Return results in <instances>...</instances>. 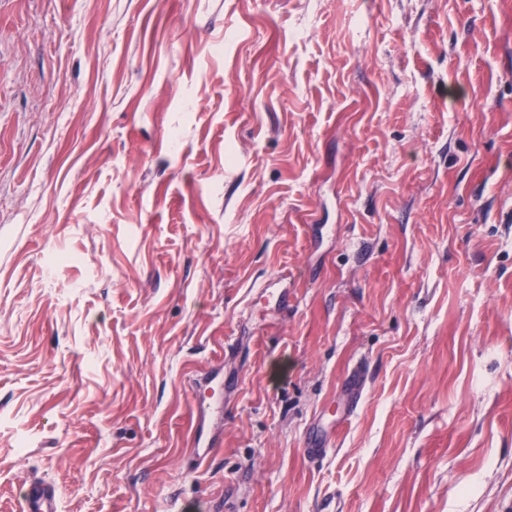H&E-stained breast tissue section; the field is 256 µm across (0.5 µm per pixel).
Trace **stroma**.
I'll return each instance as SVG.
<instances>
[{
	"label": "stroma",
	"instance_id": "35a3bbf8",
	"mask_svg": "<svg viewBox=\"0 0 512 512\" xmlns=\"http://www.w3.org/2000/svg\"><path fill=\"white\" fill-rule=\"evenodd\" d=\"M35 481L512 512V0H0V512ZM343 392L347 400L346 419H348L354 414L363 396L364 378L361 370L356 369L346 376Z\"/></svg>",
	"mask_w": 512,
	"mask_h": 512
}]
</instances>
